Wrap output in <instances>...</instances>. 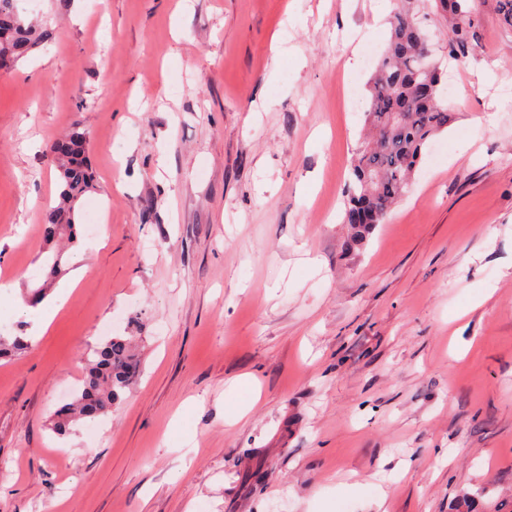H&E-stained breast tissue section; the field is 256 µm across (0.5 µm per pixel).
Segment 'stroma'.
<instances>
[{
	"mask_svg": "<svg viewBox=\"0 0 512 512\" xmlns=\"http://www.w3.org/2000/svg\"><path fill=\"white\" fill-rule=\"evenodd\" d=\"M22 0L49 34L0 71V320L24 335L51 145L97 188L57 284L0 360V512H512V31L469 0L454 121L363 246L345 185L396 0ZM287 27L289 39L274 46ZM143 374L103 431L52 426L99 339ZM251 403L246 416L238 409ZM67 295L65 288H59V291L46 297L36 309L23 307L27 314V320L32 322L31 331L35 335L46 331L59 309L64 305Z\"/></svg>",
	"mask_w": 512,
	"mask_h": 512,
	"instance_id": "35a3bbf8",
	"label": "stroma"
}]
</instances>
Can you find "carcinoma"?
<instances>
[{
    "label": "carcinoma",
    "instance_id": "1",
    "mask_svg": "<svg viewBox=\"0 0 512 512\" xmlns=\"http://www.w3.org/2000/svg\"><path fill=\"white\" fill-rule=\"evenodd\" d=\"M427 0H398L386 50L369 84L365 135L350 165L343 223L350 227L348 246L364 243L385 222L393 205L410 188L422 150L453 121L440 104L442 71L431 59L429 36L420 16ZM432 13L446 21L448 57L469 53L478 40L471 8L463 0H432ZM49 34L18 18L14 0H0V57L17 61ZM87 133L73 127L52 146L62 179L61 204L42 224L44 282L31 293V304L45 297L61 272L63 253L57 243L74 239L75 204L95 189L96 178L86 157ZM21 336L0 334V357L27 348ZM137 352L129 339L111 336L94 351L74 400L59 408L52 421L59 434L79 420L94 421L112 414L120 394L141 375Z\"/></svg>",
    "mask_w": 512,
    "mask_h": 512
}]
</instances>
